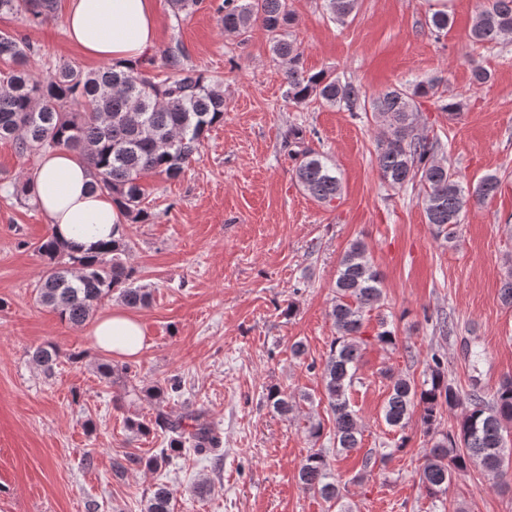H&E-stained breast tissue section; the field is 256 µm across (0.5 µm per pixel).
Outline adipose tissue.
<instances>
[{"mask_svg":"<svg viewBox=\"0 0 512 512\" xmlns=\"http://www.w3.org/2000/svg\"><path fill=\"white\" fill-rule=\"evenodd\" d=\"M155 0H71L64 28L85 56L112 63H134L155 44ZM85 163L73 152L45 154L30 179V195L54 232L80 250L120 238L124 217L110 195L92 191ZM94 346L122 357L144 347L140 322L127 311L102 313L90 331Z\"/></svg>","mask_w":512,"mask_h":512,"instance_id":"obj_1","label":"adipose tissue"}]
</instances>
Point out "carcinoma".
Instances as JSON below:
<instances>
[{
    "label": "carcinoma",
    "mask_w": 512,
    "mask_h": 512,
    "mask_svg": "<svg viewBox=\"0 0 512 512\" xmlns=\"http://www.w3.org/2000/svg\"><path fill=\"white\" fill-rule=\"evenodd\" d=\"M324 3L342 23L358 7V0ZM55 9L56 0H0L1 18L27 16L46 21ZM219 12L228 33L245 36L256 24L268 33L273 61L284 68L288 101L303 104L315 97L348 112L372 114L384 128L376 157L381 180L392 189L419 183L420 204L436 238L454 242L471 204L498 193L501 177L488 174L472 187L464 184L454 169L435 157L439 139L418 129L419 98L436 99L450 117L460 109L459 102L443 98L437 83L389 86L369 97L357 83H343L328 72L305 70L303 51L287 32L292 24L287 0H223ZM449 23L445 11L433 13L426 21L437 37ZM510 36L512 0H483L469 30L470 40L492 44ZM33 54L34 47L24 37L0 32V58L10 62L0 76V140L13 142L22 156L55 149L77 153L91 172V189L112 196L126 220L146 222L143 173L156 172L169 180L181 177L200 154L206 134L224 120L221 83L189 64L178 41L163 52L156 73L148 70L154 65L151 59L147 66L123 68L111 63L96 70L68 63L36 76L30 69ZM286 139L294 161L292 173L303 190L326 206L341 198L342 180L328 156L305 145L297 129H289ZM129 250V243L119 238L102 243L89 255L48 234L35 246L44 264L36 288L38 301L73 325L85 323L94 307L114 293L129 308L147 306L151 292L138 284L137 270L126 259ZM382 300L381 276L366 244L355 240L339 261L328 312L334 336L322 372L333 440L341 452L361 447V426L348 391L370 344L365 337L366 313L380 308ZM374 341L384 349L395 347V334L384 317L379 319ZM32 358L50 375L57 364V347L51 342L43 344ZM386 379V424L403 431L418 410L425 434L430 436V448L419 468V483L428 497L443 501L453 475L471 465L496 479L512 469V376L505 377L489 396L475 387L464 394L433 354L421 384L392 373ZM180 390L177 379L168 380L165 386L154 385L147 390L153 410L149 423L127 419L129 429L136 433L170 435L167 447L146 461L127 457L114 467L123 469L128 462L156 470L184 450L201 456L219 451L220 437L204 410L188 411L177 421L170 417L168 402ZM267 401L283 418L296 407L293 398L277 388L269 390ZM459 406L465 412L457 425L447 431L439 429L443 408ZM298 480L305 491L329 507L348 512L349 506L343 503L345 487L336 480L322 449H311L298 469ZM173 497L169 486L157 488L146 500L144 512H171Z\"/></svg>",
    "instance_id": "obj_1"
}]
</instances>
